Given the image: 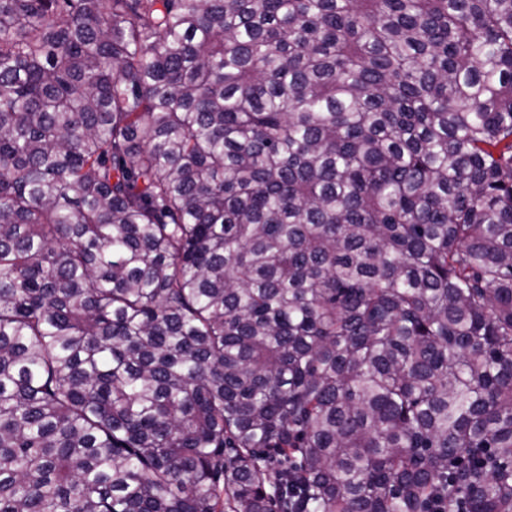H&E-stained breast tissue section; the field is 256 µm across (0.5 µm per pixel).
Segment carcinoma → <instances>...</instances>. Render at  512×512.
<instances>
[{
    "label": "carcinoma",
    "mask_w": 512,
    "mask_h": 512,
    "mask_svg": "<svg viewBox=\"0 0 512 512\" xmlns=\"http://www.w3.org/2000/svg\"><path fill=\"white\" fill-rule=\"evenodd\" d=\"M461 498L512 512V0H0V512Z\"/></svg>",
    "instance_id": "obj_1"
}]
</instances>
